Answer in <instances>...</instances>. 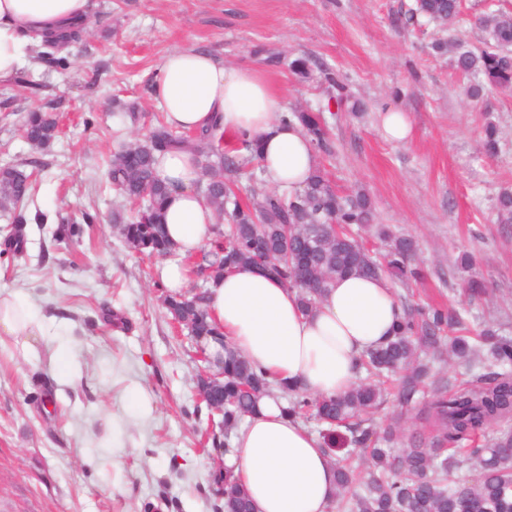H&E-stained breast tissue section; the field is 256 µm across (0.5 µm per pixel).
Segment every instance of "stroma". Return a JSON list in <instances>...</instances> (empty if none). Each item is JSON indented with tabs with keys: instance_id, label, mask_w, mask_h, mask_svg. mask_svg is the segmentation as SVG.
I'll list each match as a JSON object with an SVG mask.
<instances>
[{
	"instance_id": "stroma-1",
	"label": "stroma",
	"mask_w": 512,
	"mask_h": 512,
	"mask_svg": "<svg viewBox=\"0 0 512 512\" xmlns=\"http://www.w3.org/2000/svg\"><path fill=\"white\" fill-rule=\"evenodd\" d=\"M415 0H91L86 31L61 69L22 67L41 87L29 96L0 82V166L37 161L35 191L10 222L0 209V289L30 294L66 342L61 361L45 349L24 354L0 336V512H221L213 475L224 452L206 443L213 419L198 407L197 347L161 305L162 270L181 255L131 252L112 215L125 211L106 177L121 145L142 139L161 109L150 96L163 57L176 48L209 51L225 64L262 68L287 109L323 110L332 152L317 160L342 193L362 191L374 221L412 237L426 280L394 285L400 303L439 302L464 332L488 325L512 336V224L496 201L512 191V94L463 95L449 57L432 54L435 25L406 23ZM299 55L329 68L366 110L338 105L321 73L297 79ZM133 110L116 114L113 98ZM405 112L406 141L386 138L384 107ZM53 113L57 138L36 148L24 138L27 112ZM499 132L497 155L481 150L486 124ZM47 216L33 223L35 212ZM90 224L62 243L58 216ZM21 233V251L8 243ZM475 257L486 292L471 296L455 263ZM138 388L153 410L127 412ZM376 427L396 426L395 448L429 439L423 420L388 401Z\"/></svg>"
}]
</instances>
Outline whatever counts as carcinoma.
Returning <instances> with one entry per match:
<instances>
[{
    "label": "carcinoma",
    "instance_id": "1",
    "mask_svg": "<svg viewBox=\"0 0 512 512\" xmlns=\"http://www.w3.org/2000/svg\"><path fill=\"white\" fill-rule=\"evenodd\" d=\"M426 19L444 32H453L460 19V0H416L411 19ZM487 39L466 48L456 38H442L431 44L436 55L453 52L455 70L468 80L465 92L477 97L487 90L512 91V12H486L477 18ZM296 120L314 147L331 152L330 127L315 112L293 109L282 116ZM56 118L47 112H31L23 126L24 138L36 148L49 145L57 136ZM249 150L245 156L224 154V133L211 127L188 135L169 127L163 118L149 130L144 140L123 147L108 162L107 177L135 212L127 222L113 216L127 246L134 252L169 256L174 247L164 230V204L167 187L155 173L156 154L182 147L190 150L200 169L199 189L217 221H228V228L216 227L222 245L201 252L190 262L191 271L212 270L221 277L237 266L253 265L261 252L271 255L269 268L298 291L302 309H313L333 280L359 274L391 277L401 283L420 279L411 265L415 252L412 239L394 236L381 229L378 236L388 242L387 253L377 259L351 232L371 228V200L364 194L342 195L321 168L312 173L306 188L292 195L274 189H253L252 200L242 205L225 174L247 171L254 179L259 168L257 147L242 141ZM33 187L31 175L16 166L0 168V200L18 208ZM496 208L503 224H512V193L497 198ZM162 304L169 316L189 315L192 336H219V326L211 319L206 291L197 293V304L187 305L185 295L167 294ZM462 326L440 307L429 306L414 315L408 311L388 342L361 361L368 378L354 383L337 397H312L296 389L286 408L288 416L311 415L330 427L344 425L358 451L363 476L344 465H337L336 512H512V432L496 434L481 448L464 455H443L442 445L459 444L493 423L512 416V337L486 329L484 361L476 365L471 379L453 392L441 390L426 396L421 383L433 369L432 360H443L449 351L467 357L472 346L466 336H449L452 327ZM432 354V360L422 355ZM402 371L398 388L399 404L405 408L423 407L427 420L437 432V447L427 448L414 437L408 446L393 453L386 449L394 436L393 427L374 429L367 414L387 398L386 388L376 378ZM196 375L199 400L212 414L221 411L224 438L212 437L216 448L229 452V438L256 403V394L270 389L266 379L224 342V383L201 384ZM475 469L472 480L450 479L462 469ZM215 492L224 496V512H251L243 486L230 471L215 477Z\"/></svg>",
    "mask_w": 512,
    "mask_h": 512
}]
</instances>
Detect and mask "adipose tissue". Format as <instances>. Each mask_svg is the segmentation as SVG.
<instances>
[{"instance_id":"obj_1","label":"adipose tissue","mask_w":512,"mask_h":512,"mask_svg":"<svg viewBox=\"0 0 512 512\" xmlns=\"http://www.w3.org/2000/svg\"><path fill=\"white\" fill-rule=\"evenodd\" d=\"M89 13L90 0H0V81L23 64L30 38L85 23ZM151 93L171 126L190 130L217 122L226 134L255 139L266 181L279 191L303 189L317 165L300 125L282 121L284 95L263 70L175 49L163 58ZM156 174L171 189L166 230L176 251L186 256L214 245L216 217L196 189L200 172L191 152L161 154ZM208 295L225 340L272 383L234 436L225 467L247 490L253 512H334V461L300 420L284 413L282 390L295 386L327 397L346 391L363 355L393 336L402 314L389 283L359 275L338 279L306 312L277 275L250 265L210 280ZM45 321L27 293L0 290V335L21 351L39 345L54 351Z\"/></svg>"}]
</instances>
